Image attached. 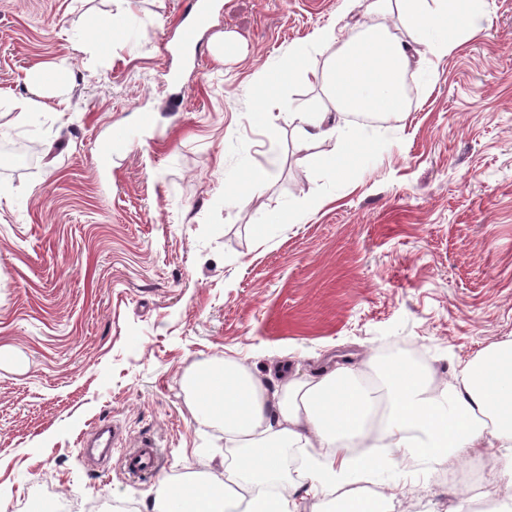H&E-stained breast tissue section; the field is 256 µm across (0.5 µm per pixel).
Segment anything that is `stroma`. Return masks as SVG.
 Instances as JSON below:
<instances>
[{
  "label": "stroma",
  "instance_id": "1",
  "mask_svg": "<svg viewBox=\"0 0 512 512\" xmlns=\"http://www.w3.org/2000/svg\"><path fill=\"white\" fill-rule=\"evenodd\" d=\"M483 4L485 30L413 73L405 112L355 125L365 144L339 178L304 160L335 139L302 144L280 104L351 125L310 80L324 55L294 51L317 28L353 27L365 0H219L175 89L163 42L184 0H131L114 36L101 21L117 0H0V141L39 148L26 167L0 148V512H153L159 478L220 472L224 430L184 386L210 361L271 390L284 365L303 377L346 360L374 380L393 352L445 379L512 340V0ZM292 60L279 103L260 105L255 72ZM58 63L64 100L19 116L28 74ZM266 167L264 188L241 187ZM105 420L120 440L86 465L81 438ZM144 438L161 452L140 482L122 460ZM415 472L381 467L374 482L409 512H512L507 481Z\"/></svg>",
  "mask_w": 512,
  "mask_h": 512
}]
</instances>
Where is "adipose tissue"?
<instances>
[{
  "mask_svg": "<svg viewBox=\"0 0 512 512\" xmlns=\"http://www.w3.org/2000/svg\"><path fill=\"white\" fill-rule=\"evenodd\" d=\"M355 30H322L313 45L326 56L325 92L339 111L396 116L405 110L404 76L447 55L452 33L472 36L486 22L479 0H367ZM398 19L407 39L392 34ZM201 413L224 428L233 449L223 477L190 473L162 480L153 512H300L287 497L293 450L304 458L315 497L335 495L351 512H385L386 498L367 494L376 468L420 459L452 467L481 441L502 449L498 474L512 482V341L462 363L438 386L409 361L393 359L378 383L337 365L309 378L290 377L268 390L245 367L215 360L187 380Z\"/></svg>",
  "mask_w": 512,
  "mask_h": 512,
  "instance_id": "ef3b65f1",
  "label": "adipose tissue"
}]
</instances>
